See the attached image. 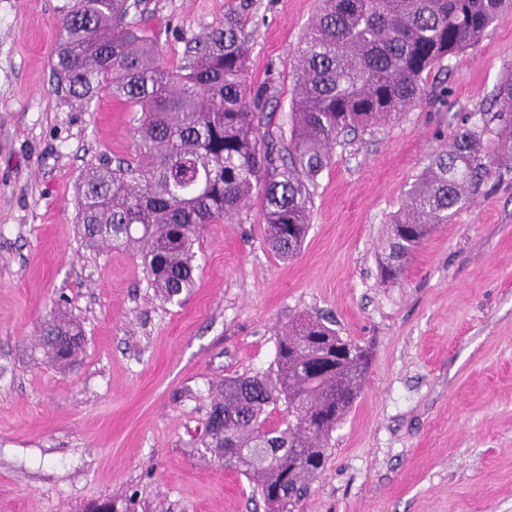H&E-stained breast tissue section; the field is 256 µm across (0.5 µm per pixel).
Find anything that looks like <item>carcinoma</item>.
<instances>
[{"label":"carcinoma","mask_w":512,"mask_h":512,"mask_svg":"<svg viewBox=\"0 0 512 512\" xmlns=\"http://www.w3.org/2000/svg\"><path fill=\"white\" fill-rule=\"evenodd\" d=\"M512 0H319L293 70L289 138L276 134L270 88L253 90L248 41L234 13L195 40L180 67L128 20L129 0H63L51 59L55 90L89 105L103 92L141 113L137 162L91 164L78 231L91 247L139 254L148 287L179 300L195 287L205 228L230 221L253 197L272 250L298 253L310 230L312 192L340 136L411 108L425 78L482 39ZM482 125L453 135L408 192L390 224L382 273L404 261L459 204L512 159V77ZM42 348L58 365L83 350L77 322L54 314ZM369 351L318 318L282 327L274 368L224 379L201 446L244 476L270 512H292L325 468L327 440L357 400ZM298 410L300 424L285 413Z\"/></svg>","instance_id":"cac0c4a2"}]
</instances>
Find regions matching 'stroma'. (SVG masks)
<instances>
[{
    "instance_id": "1",
    "label": "stroma",
    "mask_w": 512,
    "mask_h": 512,
    "mask_svg": "<svg viewBox=\"0 0 512 512\" xmlns=\"http://www.w3.org/2000/svg\"><path fill=\"white\" fill-rule=\"evenodd\" d=\"M62 0H0V512H266L200 446L225 377L270 369L279 329L304 314L369 348L361 392L328 464L294 512H512V167L438 225L383 280L390 222L440 145L481 124L512 76V9L445 59L399 118L341 137L312 188L300 253L271 249L259 198L209 225L183 304L148 288L139 255L86 246L78 189L98 158L134 159L136 114L54 89ZM316 0H139L129 18L169 66L241 15L254 87L289 130L296 48ZM447 88L448 101L436 99ZM82 355L40 347L55 310Z\"/></svg>"
}]
</instances>
